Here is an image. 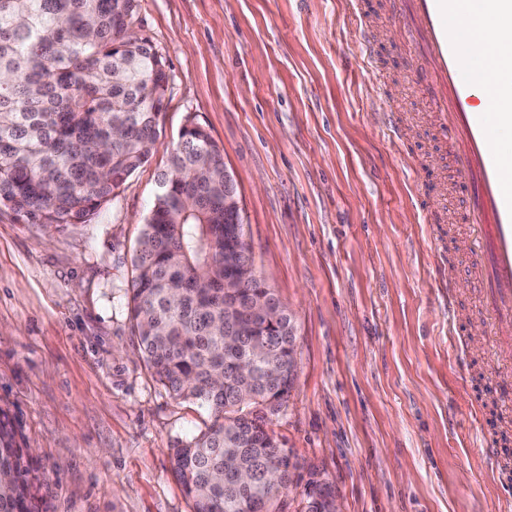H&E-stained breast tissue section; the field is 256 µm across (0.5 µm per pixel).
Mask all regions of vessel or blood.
Masks as SVG:
<instances>
[{
  "label": "vessel or blood",
  "mask_w": 512,
  "mask_h": 512,
  "mask_svg": "<svg viewBox=\"0 0 512 512\" xmlns=\"http://www.w3.org/2000/svg\"><path fill=\"white\" fill-rule=\"evenodd\" d=\"M406 44L425 63L416 83L448 145L461 219L476 252L469 268L479 292L491 344L498 326L512 323V54L482 61L465 49V12L512 20V0H391ZM361 56L375 63L377 42L367 14L357 11Z\"/></svg>",
  "instance_id": "b4317fda"
}]
</instances>
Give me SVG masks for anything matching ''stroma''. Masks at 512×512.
<instances>
[{
    "label": "stroma",
    "mask_w": 512,
    "mask_h": 512,
    "mask_svg": "<svg viewBox=\"0 0 512 512\" xmlns=\"http://www.w3.org/2000/svg\"><path fill=\"white\" fill-rule=\"evenodd\" d=\"M356 0H140L139 30L170 68L149 161L85 224L0 211V409L38 478L31 512H193L169 450L210 422L147 366L128 300L131 259L158 176L188 121L222 149L246 239L295 326L297 369L268 430L339 512H512L481 438L497 386L476 349L477 299L460 247L456 173L413 86L414 57L368 0L391 103L414 128L395 148L359 55ZM420 174L430 224L411 196ZM455 277L468 333L448 335L437 273ZM482 401L484 425L469 415Z\"/></svg>",
    "instance_id": "stroma-1"
}]
</instances>
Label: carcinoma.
<instances>
[{
    "label": "carcinoma",
    "instance_id": "1",
    "mask_svg": "<svg viewBox=\"0 0 512 512\" xmlns=\"http://www.w3.org/2000/svg\"><path fill=\"white\" fill-rule=\"evenodd\" d=\"M139 0H0V210L84 224L152 157L166 59L135 29ZM223 151L182 130L132 259L130 313L158 381L205 405L206 430L170 449L193 512H279L295 466L267 429L295 370L288 310L224 256ZM248 273L224 306V259ZM30 463L0 419V512H30Z\"/></svg>",
    "mask_w": 512,
    "mask_h": 512
}]
</instances>
